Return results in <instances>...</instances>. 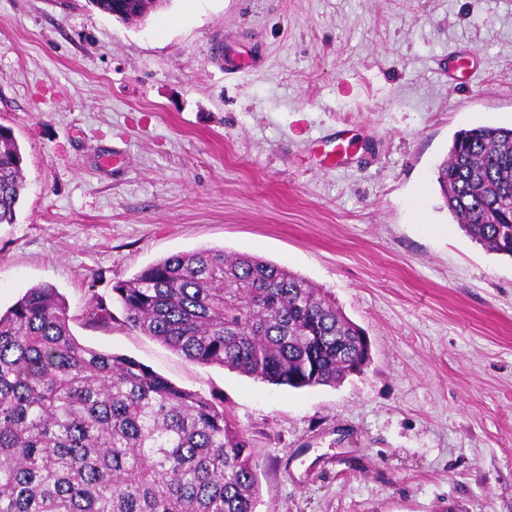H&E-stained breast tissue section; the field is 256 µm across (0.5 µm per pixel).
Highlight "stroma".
I'll use <instances>...</instances> for the list:
<instances>
[{"instance_id":"stroma-1","label":"stroma","mask_w":512,"mask_h":512,"mask_svg":"<svg viewBox=\"0 0 512 512\" xmlns=\"http://www.w3.org/2000/svg\"><path fill=\"white\" fill-rule=\"evenodd\" d=\"M24 157L0 311L49 283L76 339L217 396L255 512H512V260L444 207L454 134L512 126V0H0ZM250 253L335 298L365 371L295 390L79 318L166 257ZM103 13L122 21H142L151 11L163 6L168 1L152 0H89Z\"/></svg>"}]
</instances>
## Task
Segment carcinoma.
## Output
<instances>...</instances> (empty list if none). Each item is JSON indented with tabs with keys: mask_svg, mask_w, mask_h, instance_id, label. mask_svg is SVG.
Here are the masks:
<instances>
[{
	"mask_svg": "<svg viewBox=\"0 0 512 512\" xmlns=\"http://www.w3.org/2000/svg\"><path fill=\"white\" fill-rule=\"evenodd\" d=\"M141 21L162 0H89ZM23 156L0 126V224L16 221ZM444 206L512 258V128L456 134L437 167ZM123 326L201 365L295 389L335 386L370 361L366 335L321 290L247 253L164 258L112 288ZM84 324L110 326L107 301ZM64 297L29 288L0 313V512H255L252 448L223 402L74 337Z\"/></svg>",
	"mask_w": 512,
	"mask_h": 512,
	"instance_id": "cac0c4a2",
	"label": "carcinoma"
}]
</instances>
